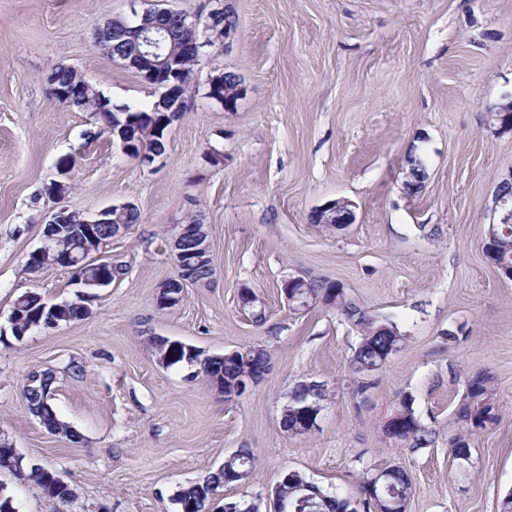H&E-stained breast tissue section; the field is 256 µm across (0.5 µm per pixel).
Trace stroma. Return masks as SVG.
Returning a JSON list of instances; mask_svg holds the SVG:
<instances>
[{
  "mask_svg": "<svg viewBox=\"0 0 512 512\" xmlns=\"http://www.w3.org/2000/svg\"><path fill=\"white\" fill-rule=\"evenodd\" d=\"M237 31L207 59L236 74L233 112L196 77L186 112L168 129L162 162L146 167L109 135L87 142L96 116L59 102V67L85 74L113 104L147 109L154 88L95 45L96 24L129 15L128 0H0V439L74 492L63 505L0 472L16 512H179L178 490L204 480L241 448L253 480L232 497L266 493L296 470L359 498L360 470L399 465L414 493L407 512H505L512 499V280L483 251L496 222L497 184L512 173V132L485 122L512 95V0H228ZM224 157L213 164L208 149ZM426 178L408 191L407 156ZM68 168L70 209L91 215L130 202L141 221L98 259L127 272L89 300L79 321L16 340L8 316L27 291L75 300L71 274H31L54 201L46 187ZM355 205L354 224L311 223L326 202ZM199 215L214 275L159 310L176 276L173 227ZM343 284L395 323L404 347L380 369L355 373L358 342L336 309H289L284 279ZM250 289L266 320L239 301ZM166 336L203 355L248 345L270 361L228 401L205 375L163 368L150 340ZM82 375H74L73 366ZM52 377L53 405L75 438L54 434L24 396L32 373ZM493 378L497 419L470 439L460 470L448 440L468 381ZM330 398L317 426L291 434L281 410L298 382ZM411 397L431 442L384 432Z\"/></svg>",
  "mask_w": 512,
  "mask_h": 512,
  "instance_id": "stroma-1",
  "label": "stroma"
}]
</instances>
